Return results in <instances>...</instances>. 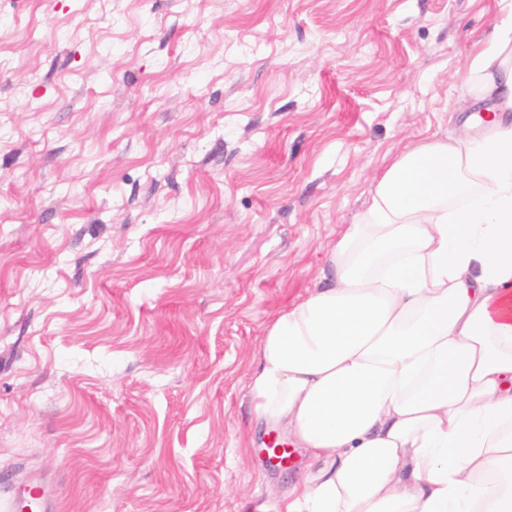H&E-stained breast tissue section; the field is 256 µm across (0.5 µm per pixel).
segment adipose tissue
<instances>
[{
	"instance_id": "1",
	"label": "adipose tissue",
	"mask_w": 512,
	"mask_h": 512,
	"mask_svg": "<svg viewBox=\"0 0 512 512\" xmlns=\"http://www.w3.org/2000/svg\"><path fill=\"white\" fill-rule=\"evenodd\" d=\"M480 45L485 118L395 155L266 327L249 405L310 459L277 512H512V0Z\"/></svg>"
}]
</instances>
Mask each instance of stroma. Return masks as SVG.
Returning a JSON list of instances; mask_svg holds the SVG:
<instances>
[{
  "mask_svg": "<svg viewBox=\"0 0 512 512\" xmlns=\"http://www.w3.org/2000/svg\"><path fill=\"white\" fill-rule=\"evenodd\" d=\"M496 0H0V481L259 512L249 363L389 160L453 134Z\"/></svg>",
  "mask_w": 512,
  "mask_h": 512,
  "instance_id": "1",
  "label": "stroma"
}]
</instances>
